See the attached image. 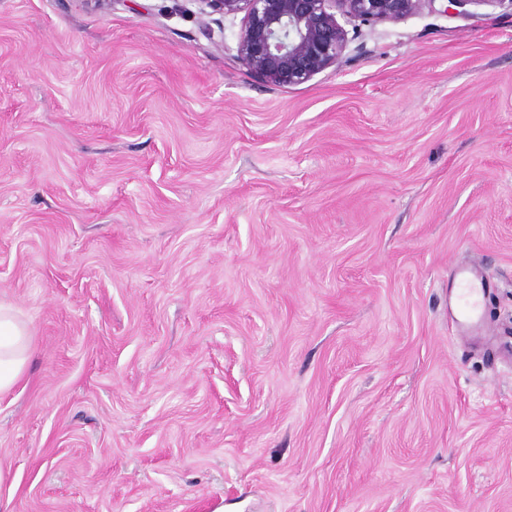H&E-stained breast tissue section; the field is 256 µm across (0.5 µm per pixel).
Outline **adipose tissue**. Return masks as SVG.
Listing matches in <instances>:
<instances>
[{"label":"adipose tissue","instance_id":"adipose-tissue-1","mask_svg":"<svg viewBox=\"0 0 512 512\" xmlns=\"http://www.w3.org/2000/svg\"><path fill=\"white\" fill-rule=\"evenodd\" d=\"M33 353L29 324L11 306L0 303V394L23 378Z\"/></svg>","mask_w":512,"mask_h":512}]
</instances>
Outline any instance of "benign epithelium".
<instances>
[{"mask_svg":"<svg viewBox=\"0 0 512 512\" xmlns=\"http://www.w3.org/2000/svg\"><path fill=\"white\" fill-rule=\"evenodd\" d=\"M490 1L447 0L443 12L466 15V6ZM207 12L243 14L238 57L262 81L297 85L335 64L347 43L341 15L363 22L400 20L434 8L436 0H199Z\"/></svg>","mask_w":512,"mask_h":512,"instance_id":"benign-epithelium-1","label":"benign epithelium"}]
</instances>
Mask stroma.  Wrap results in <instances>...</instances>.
I'll list each match as a JSON object with an SVG mask.
<instances>
[{
	"mask_svg": "<svg viewBox=\"0 0 512 512\" xmlns=\"http://www.w3.org/2000/svg\"><path fill=\"white\" fill-rule=\"evenodd\" d=\"M242 20L0 0V512H512V9L284 86ZM455 279L464 285L456 297V315L452 321L459 331H467L481 322L478 293H485L489 284L473 268H456ZM33 353L29 324L10 305L0 303V394L23 378Z\"/></svg>",
	"mask_w": 512,
	"mask_h": 512,
	"instance_id": "35a3bbf8",
	"label": "stroma"
}]
</instances>
